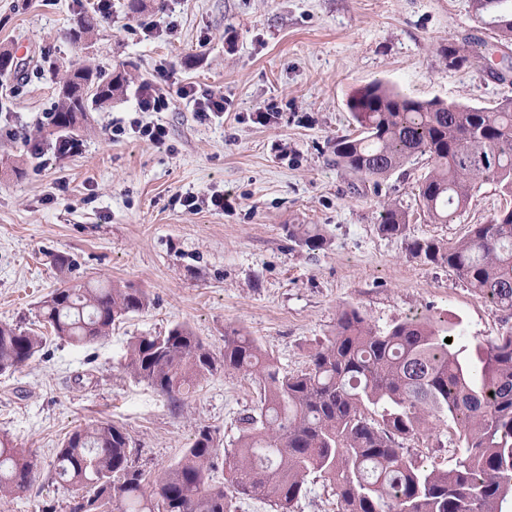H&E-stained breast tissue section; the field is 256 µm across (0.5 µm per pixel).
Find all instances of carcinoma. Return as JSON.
Here are the masks:
<instances>
[{"label":"carcinoma","mask_w":512,"mask_h":512,"mask_svg":"<svg viewBox=\"0 0 512 512\" xmlns=\"http://www.w3.org/2000/svg\"><path fill=\"white\" fill-rule=\"evenodd\" d=\"M481 17L512 41V0H485ZM96 27L95 16L80 15L70 28L72 42L89 40ZM486 46L470 35L448 42L442 54L460 66L483 60ZM125 82L122 72L71 68L48 125L70 139L89 104L112 101ZM348 107L358 133L336 138L332 162L377 189L396 169L425 158L429 170L418 199L429 222L454 223L480 183L512 194L511 98L491 107L419 100L374 80L355 90ZM409 221L399 205H381V234L403 236ZM288 236L310 251L326 245L316 228L293 224ZM407 248L427 263L448 265L469 287L512 310V210L472 225L459 239H413ZM150 305L143 289L129 285H64L40 302L39 314L58 339L88 346L108 341L116 324ZM46 341L32 328L0 323V373L28 366ZM121 366L174 401L221 373L255 378L263 397L258 412L241 419L235 447L224 449L225 484L210 478L218 443L208 429L151 481L135 465L122 426L99 421L75 429L54 465V480L70 490L65 512H238L237 502L252 498L271 512H292L311 474L333 485L340 512H503L512 502L511 330L471 344L453 338L442 320L422 316L380 332L347 307L300 373L281 370L239 330L224 336L218 356L179 323L164 334L135 337ZM448 419L465 447L452 467H430L420 451L405 447ZM40 476L28 451L0 439V498L28 496Z\"/></svg>","instance_id":"1"}]
</instances>
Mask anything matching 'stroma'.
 Returning a JSON list of instances; mask_svg holds the SVG:
<instances>
[{
    "label": "stroma",
    "mask_w": 512,
    "mask_h": 512,
    "mask_svg": "<svg viewBox=\"0 0 512 512\" xmlns=\"http://www.w3.org/2000/svg\"><path fill=\"white\" fill-rule=\"evenodd\" d=\"M110 3L81 46L68 32L95 0H0V50L17 62L0 75V322L37 328L38 302L64 283L130 285L151 300L105 343L51 337L23 370L0 374V436L30 450L42 473L31 497L2 498L0 512H63L56 452L98 419L126 430L150 477L175 464L200 429L220 448L234 446L258 384L220 374L172 403L122 369L134 337L184 323L219 354L237 329L297 373L349 306L379 331L428 314L471 342L512 329V310L406 248L411 238L463 237L512 197L484 183L457 223L432 224L416 195L424 160L376 189L329 161L336 137L356 130L349 96L371 81L477 107L512 98V73L500 81L480 63L449 66L440 52L474 32L501 43L496 30L479 28L471 0H143L137 13L129 0ZM77 60L129 81L109 105L90 106L73 132L77 150L58 155L47 116ZM161 67L176 85L223 94V117L201 120L178 97L167 111H140L135 89ZM264 107L274 117L260 125L253 116ZM157 124L163 143L138 132ZM188 193L199 196L198 210L182 206ZM215 193L225 208L207 205ZM387 200L409 211L405 236L379 232ZM292 224L321 229L327 247L296 245ZM59 255L68 270L56 269ZM414 445L439 468L464 453L449 421Z\"/></svg>",
    "instance_id": "obj_1"
}]
</instances>
